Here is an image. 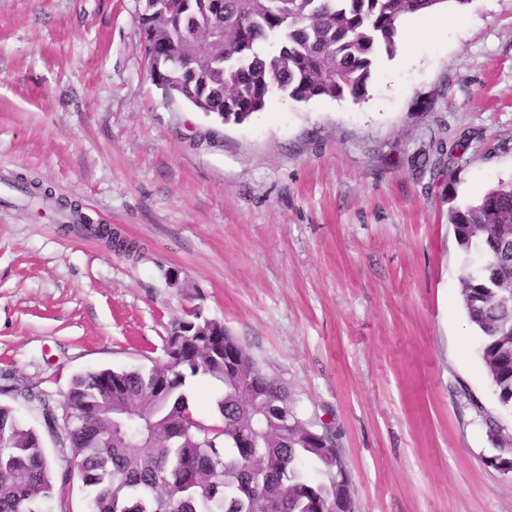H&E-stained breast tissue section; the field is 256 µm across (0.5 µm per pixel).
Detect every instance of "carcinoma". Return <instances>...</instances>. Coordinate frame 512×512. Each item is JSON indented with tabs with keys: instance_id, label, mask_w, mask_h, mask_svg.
<instances>
[{
	"instance_id": "carcinoma-1",
	"label": "carcinoma",
	"mask_w": 512,
	"mask_h": 512,
	"mask_svg": "<svg viewBox=\"0 0 512 512\" xmlns=\"http://www.w3.org/2000/svg\"><path fill=\"white\" fill-rule=\"evenodd\" d=\"M472 0H140L138 15L157 85L198 111L241 124L273 90L296 102L366 96L376 56L396 48L403 17ZM215 27L220 42L212 41ZM462 251L479 264L460 278L468 319L502 411L512 413V181L448 209ZM178 340L167 362L147 371L104 368L76 375L60 407L21 391L41 419L24 424L0 403V512H46L56 486L71 480L46 459L52 436L77 468L90 512H332L350 498L346 462L332 423L264 412L256 389L292 406L288 386L265 373L224 324L187 310L171 323ZM222 384L215 420L193 413L186 380ZM498 454L512 463V433L484 412ZM255 424V442L243 434ZM312 464L320 478L312 479Z\"/></svg>"
}]
</instances>
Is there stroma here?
Here are the masks:
<instances>
[{
    "label": "stroma",
    "instance_id": "stroma-1",
    "mask_svg": "<svg viewBox=\"0 0 512 512\" xmlns=\"http://www.w3.org/2000/svg\"><path fill=\"white\" fill-rule=\"evenodd\" d=\"M138 0H0V402L166 359L190 308L224 323L302 419L332 421L355 512H512L476 406L450 203L512 180V0L399 26L364 100L272 92L241 124L159 88ZM466 137L462 165L422 162ZM52 192L29 204L17 177ZM108 224L127 254L84 232Z\"/></svg>",
    "mask_w": 512,
    "mask_h": 512
}]
</instances>
